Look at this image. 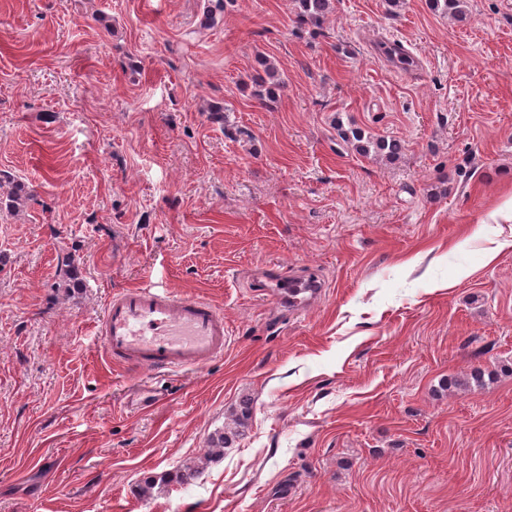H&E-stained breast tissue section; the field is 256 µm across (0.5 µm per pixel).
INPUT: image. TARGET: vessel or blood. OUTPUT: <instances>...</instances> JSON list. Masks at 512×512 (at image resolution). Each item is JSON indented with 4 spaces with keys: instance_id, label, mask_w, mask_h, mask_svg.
Segmentation results:
<instances>
[{
    "instance_id": "vessel-or-blood-1",
    "label": "vessel or blood",
    "mask_w": 512,
    "mask_h": 512,
    "mask_svg": "<svg viewBox=\"0 0 512 512\" xmlns=\"http://www.w3.org/2000/svg\"><path fill=\"white\" fill-rule=\"evenodd\" d=\"M278 297L297 313L322 294L323 282L286 274ZM106 356L123 369L155 374L205 368L224 355V315L211 302L137 286L112 294L99 322Z\"/></svg>"
}]
</instances>
